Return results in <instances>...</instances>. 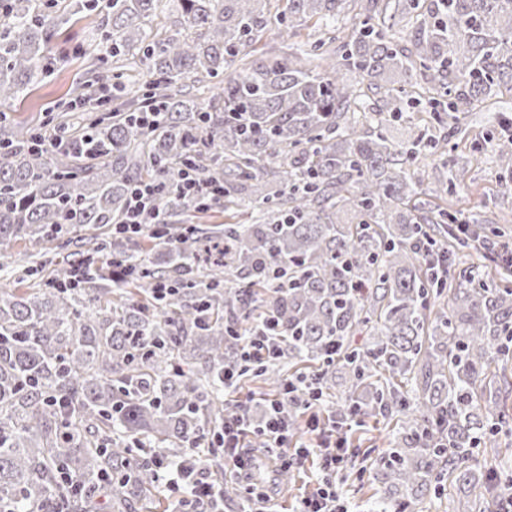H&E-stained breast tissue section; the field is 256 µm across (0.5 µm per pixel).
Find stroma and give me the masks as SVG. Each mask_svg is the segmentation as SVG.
Returning a JSON list of instances; mask_svg holds the SVG:
<instances>
[{
    "label": "stroma",
    "mask_w": 512,
    "mask_h": 512,
    "mask_svg": "<svg viewBox=\"0 0 512 512\" xmlns=\"http://www.w3.org/2000/svg\"><path fill=\"white\" fill-rule=\"evenodd\" d=\"M100 12L82 13L80 19L60 30L50 43L48 55L51 73L36 83L21 100L12 103V117L38 128L47 119L50 109L62 101L74 98L88 77L86 53L100 42ZM425 130L439 136L447 135L449 152L446 161L434 157L421 160L428 188L447 184L450 169L464 172L462 187L453 189L439 200L442 209L454 215L458 222L477 227L487 224L505 230L512 237V175L499 168L495 157L498 138L512 134V91L502 90L488 100L486 106L472 112L449 113L446 128H439L429 113L409 112L402 119L388 122L389 137L405 139L414 132ZM452 283L463 282L470 271L480 268L489 273L495 283L512 287V275L504 272L493 254L480 241L471 242L450 258ZM392 421L377 417L367 419L365 433L348 431L349 441L359 442L355 456L346 462L345 477L340 492L349 512H367L379 485L366 470L369 459L377 457L387 446L394 429ZM313 467L297 469L287 487L269 485L274 512H292L297 500L315 488Z\"/></svg>",
    "instance_id": "1"
}]
</instances>
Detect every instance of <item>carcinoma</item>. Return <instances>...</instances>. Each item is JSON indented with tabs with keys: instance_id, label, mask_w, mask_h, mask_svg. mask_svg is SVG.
Masks as SVG:
<instances>
[{
	"instance_id": "carcinoma-1",
	"label": "carcinoma",
	"mask_w": 512,
	"mask_h": 512,
	"mask_svg": "<svg viewBox=\"0 0 512 512\" xmlns=\"http://www.w3.org/2000/svg\"><path fill=\"white\" fill-rule=\"evenodd\" d=\"M180 16L169 35L144 25L162 0H107L101 43L113 61L139 58L151 79L135 93L161 108L144 125L141 104L85 117L67 147L0 114V271L23 281L9 248L34 241L45 253L91 232V249L68 253L39 288L0 287V512H83L108 495L112 512L161 506L151 457L177 458L210 444L224 418V371L244 369L280 390L294 372L296 421L314 401L335 415L400 422L372 478L369 512H424L427 497L457 487L485 512L487 496L512 489V473L474 468L509 426L512 288L487 286L479 270L452 287L428 258L463 248L455 217L416 200L421 155L448 140L395 143L383 121L357 129L369 95L378 114L403 118L426 104L442 125L501 89L512 90V0H364V19L342 35L348 0H169ZM55 0H4L0 102L45 77L48 45L70 12ZM414 15L409 46L387 37ZM317 18L324 37L288 55L237 68L239 56L286 17ZM366 82L357 88L342 71ZM109 66L91 81L122 99L132 91ZM215 81L203 103L187 82ZM512 168V138L496 145ZM196 169L213 201L181 191ZM137 183L156 188L170 223L138 237L120 223ZM246 207L255 224H191L214 207ZM352 212L354 222L342 215ZM169 284L159 295L157 283ZM279 343L242 367L246 341L268 320ZM366 331L372 340H350ZM112 486H102V477Z\"/></svg>"
}]
</instances>
